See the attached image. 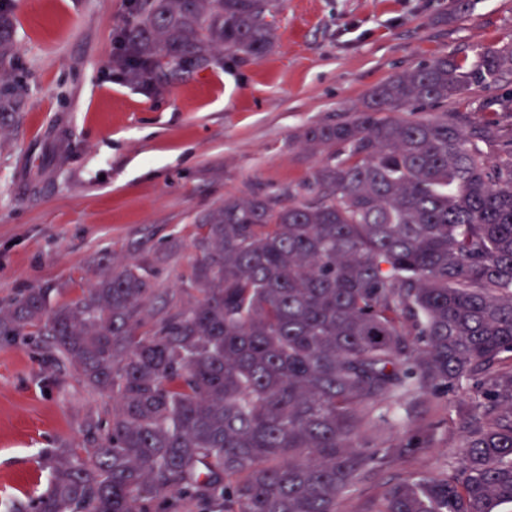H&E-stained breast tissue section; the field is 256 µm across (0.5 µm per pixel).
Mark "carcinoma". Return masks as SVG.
<instances>
[{
	"mask_svg": "<svg viewBox=\"0 0 512 512\" xmlns=\"http://www.w3.org/2000/svg\"><path fill=\"white\" fill-rule=\"evenodd\" d=\"M135 5L141 70L274 47L270 0ZM10 29L0 14V61ZM511 76L507 47L440 57L302 130L324 154L312 180L206 214L186 304L151 309V265L131 259L66 305L30 288L1 307V336L47 337L112 397L86 454L47 459L35 512H339L374 461L360 428L465 382L486 404L464 422L458 472L388 485L371 512L511 506L512 138L448 110Z\"/></svg>",
	"mask_w": 512,
	"mask_h": 512,
	"instance_id": "1",
	"label": "carcinoma"
}]
</instances>
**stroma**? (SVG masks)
Instances as JSON below:
<instances>
[{
  "mask_svg": "<svg viewBox=\"0 0 512 512\" xmlns=\"http://www.w3.org/2000/svg\"><path fill=\"white\" fill-rule=\"evenodd\" d=\"M15 51L0 87L23 100L0 121V307L31 288L81 296L115 260L149 258L158 298L184 285L198 223L225 196L308 182L322 160L298 134L360 105L379 84L435 58L512 47V0H271L273 50L126 78L115 65L131 0H9ZM512 83L471 86V120L512 116ZM472 384L383 427L397 450L372 464L340 512H369L413 473L455 474ZM110 397L52 359L43 337L0 336V512H26L48 486L41 456L83 450ZM438 422L435 442L408 441Z\"/></svg>",
  "mask_w": 512,
  "mask_h": 512,
  "instance_id": "obj_1",
  "label": "stroma"
}]
</instances>
